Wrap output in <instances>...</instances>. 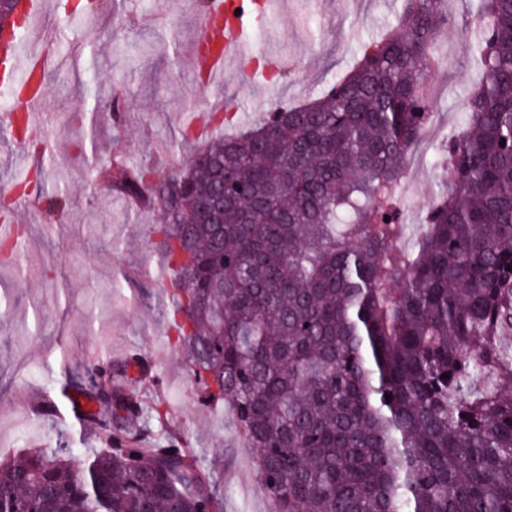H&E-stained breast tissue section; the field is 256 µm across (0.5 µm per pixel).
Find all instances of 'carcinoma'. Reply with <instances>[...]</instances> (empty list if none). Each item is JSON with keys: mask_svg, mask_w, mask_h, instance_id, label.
Returning <instances> with one entry per match:
<instances>
[{"mask_svg": "<svg viewBox=\"0 0 512 512\" xmlns=\"http://www.w3.org/2000/svg\"><path fill=\"white\" fill-rule=\"evenodd\" d=\"M449 22L448 0H404L401 33L314 102L173 175L91 170L161 212L147 232L177 275L169 340L257 451L274 512H512V0H476L462 28L478 79L410 246L399 205ZM30 194L26 176L1 185L3 218ZM23 250L0 243L17 286ZM149 373L94 363L78 390L100 447L0 461V512H224L169 401L139 395Z\"/></svg>", "mask_w": 512, "mask_h": 512, "instance_id": "carcinoma-1", "label": "carcinoma"}]
</instances>
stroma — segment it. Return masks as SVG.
Segmentation results:
<instances>
[{"label":"stroma","instance_id":"stroma-1","mask_svg":"<svg viewBox=\"0 0 512 512\" xmlns=\"http://www.w3.org/2000/svg\"><path fill=\"white\" fill-rule=\"evenodd\" d=\"M39 2L34 27L22 33L21 42L36 46L66 38L71 46L47 56L45 83L53 93L45 103L53 116L46 126L49 150L24 152L12 139L0 138V184L23 169L44 173L38 192L12 216L24 229L25 283L13 292L11 312L0 315V456L55 448L64 440L94 447L70 409H63L60 424L34 416L29 405L50 389L81 381L77 369L87 363V344H100L116 357L133 350L150 361L157 378L144 384V393L160 388L169 397L171 426L211 471L224 512H273L256 474L254 449L230 410L201 405L182 352L168 340L170 270L158 238L146 232L159 213L133 208L105 186H91L87 168L95 158H124L171 174L215 135L213 111L233 114L232 128L240 131L263 119L264 101L288 107L321 96L351 69L365 42L394 27L400 0H281L279 13L254 32L265 57L284 60L273 79L251 82L231 72L219 86L199 83L193 72L199 0H108L104 6L69 0L77 8L73 14L53 13L54 0ZM472 8L471 0H455L452 20L437 38L441 64L429 78L434 131L412 151L401 186L402 207L414 217L427 209L442 175L436 145L462 126L463 103L476 78L470 44L460 32ZM77 55L93 74L92 83L73 75ZM114 96L122 120L102 112L95 113L94 126L70 123V116L93 113L95 101ZM190 115L197 129L185 138L181 130ZM59 182L70 191L60 227L44 220ZM62 290L68 294L63 307L56 302ZM34 300L44 310L36 336L27 329Z\"/></svg>","mask_w":512,"mask_h":512}]
</instances>
